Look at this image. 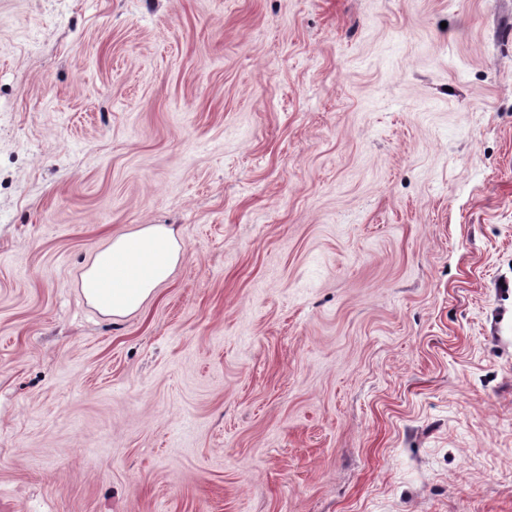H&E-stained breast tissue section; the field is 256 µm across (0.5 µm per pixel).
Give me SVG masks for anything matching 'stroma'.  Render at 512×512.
I'll use <instances>...</instances> for the list:
<instances>
[{"label":"stroma","instance_id":"1","mask_svg":"<svg viewBox=\"0 0 512 512\" xmlns=\"http://www.w3.org/2000/svg\"><path fill=\"white\" fill-rule=\"evenodd\" d=\"M0 512H512V0H0ZM182 256V244L165 224L112 237L82 273L83 295L104 315L126 316L156 294Z\"/></svg>","mask_w":512,"mask_h":512}]
</instances>
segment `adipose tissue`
I'll use <instances>...</instances> for the list:
<instances>
[{
  "label": "adipose tissue",
  "mask_w": 512,
  "mask_h": 512,
  "mask_svg": "<svg viewBox=\"0 0 512 512\" xmlns=\"http://www.w3.org/2000/svg\"><path fill=\"white\" fill-rule=\"evenodd\" d=\"M182 256V244L163 224L113 237L82 273L83 295L104 315L126 316L156 294Z\"/></svg>",
  "instance_id": "obj_1"
}]
</instances>
